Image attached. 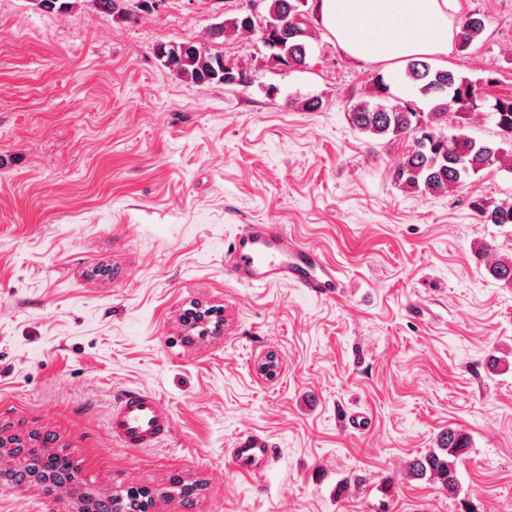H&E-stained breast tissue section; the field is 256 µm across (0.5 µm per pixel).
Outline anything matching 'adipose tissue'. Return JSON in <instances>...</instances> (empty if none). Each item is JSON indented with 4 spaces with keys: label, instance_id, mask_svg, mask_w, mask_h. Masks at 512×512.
I'll list each match as a JSON object with an SVG mask.
<instances>
[{
    "label": "adipose tissue",
    "instance_id": "adipose-tissue-1",
    "mask_svg": "<svg viewBox=\"0 0 512 512\" xmlns=\"http://www.w3.org/2000/svg\"><path fill=\"white\" fill-rule=\"evenodd\" d=\"M456 0H320L322 26L352 58L391 66L446 57Z\"/></svg>",
    "mask_w": 512,
    "mask_h": 512
}]
</instances>
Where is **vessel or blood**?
I'll use <instances>...</instances> for the list:
<instances>
[{
	"label": "vessel or blood",
	"mask_w": 512,
	"mask_h": 512,
	"mask_svg": "<svg viewBox=\"0 0 512 512\" xmlns=\"http://www.w3.org/2000/svg\"><path fill=\"white\" fill-rule=\"evenodd\" d=\"M224 271L243 286L288 284L319 297H335L345 286L336 265L283 224L239 225L224 253ZM105 426L113 446L147 450L173 435L174 417L155 392L125 388L115 395ZM272 448L266 436L250 432L237 438L229 454L234 464L255 467L270 461Z\"/></svg>",
	"instance_id": "b4317fda"
}]
</instances>
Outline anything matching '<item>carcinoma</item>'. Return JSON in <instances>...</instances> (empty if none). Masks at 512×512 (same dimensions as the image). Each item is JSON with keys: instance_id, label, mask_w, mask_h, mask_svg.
Listing matches in <instances>:
<instances>
[{"instance_id": "1", "label": "carcinoma", "mask_w": 512, "mask_h": 512, "mask_svg": "<svg viewBox=\"0 0 512 512\" xmlns=\"http://www.w3.org/2000/svg\"><path fill=\"white\" fill-rule=\"evenodd\" d=\"M33 2L46 12L68 13L80 0ZM90 2L104 14H116L130 23L136 21L135 14L128 12L132 0ZM307 5L308 0H266L271 26L266 33H257V39L270 51L267 62L289 68L306 65L311 41L316 39L307 18L310 14ZM485 28L484 15L468 13L456 25L455 41L460 48L467 49ZM246 29L248 23L237 17L225 24H214L210 36L223 41ZM153 51L163 67L190 84L250 82L246 71L224 69L222 52L205 45L159 43ZM400 80L414 98L435 102L431 111L420 112L415 101L404 99L400 108L392 112H382V104L368 102L356 103L348 112L351 123L361 132L408 141L406 158L392 175L395 184L422 195H446L463 189L471 177L504 159L505 146H512V96L497 97L489 106L497 139H477L466 133L473 111L484 101L483 88L495 83L493 73L472 80L456 70L438 68L427 58H411ZM450 112L458 119L452 134L445 132ZM468 208L482 224H512V203L475 196L469 198ZM486 271L494 280L512 284V259L495 261L486 266ZM470 445V438L464 432L454 428L444 430L437 435L436 448L408 462L406 475L425 480L452 498L458 492L457 461L468 453Z\"/></svg>"}]
</instances>
